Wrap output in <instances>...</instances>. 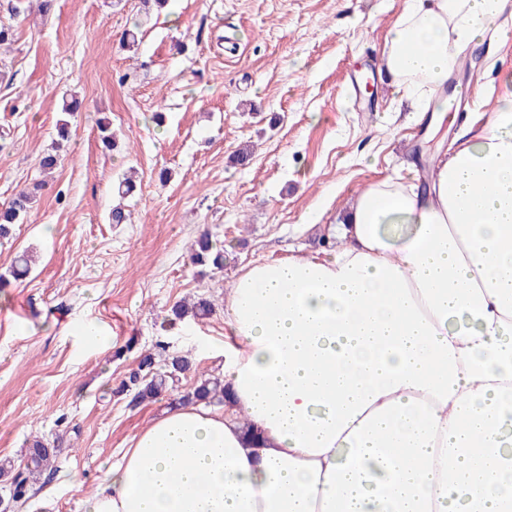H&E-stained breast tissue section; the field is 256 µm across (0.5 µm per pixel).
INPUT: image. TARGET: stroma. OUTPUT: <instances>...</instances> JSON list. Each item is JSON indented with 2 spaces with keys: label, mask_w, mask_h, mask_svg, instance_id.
Segmentation results:
<instances>
[{
  "label": "stroma",
  "mask_w": 512,
  "mask_h": 512,
  "mask_svg": "<svg viewBox=\"0 0 512 512\" xmlns=\"http://www.w3.org/2000/svg\"><path fill=\"white\" fill-rule=\"evenodd\" d=\"M7 4L0 22L16 38L0 48V205L32 180L47 186L0 238V272L20 251L36 260L0 290V457L20 459L32 436L63 435L55 474L21 512H86L131 438L174 400L119 394L140 355L189 354L183 389L221 375L235 276L258 259L325 250L326 227L354 194L409 176V163L447 150L457 129L428 135L380 67L403 0H170L152 14L141 0H56L49 14L17 17ZM146 14L138 50L123 48V32ZM364 74L372 112L348 95ZM511 74L512 42L482 46L458 74L474 88L469 111H492ZM70 93L82 107L46 175L39 159ZM103 118L116 135L108 154L97 146ZM130 169L140 181L130 219L109 223L112 184ZM205 232L225 260L203 275L190 246ZM201 298L207 318L172 321L175 305ZM87 321L110 346L79 347Z\"/></svg>",
  "instance_id": "1"
}]
</instances>
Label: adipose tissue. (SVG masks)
<instances>
[{"instance_id": "1", "label": "adipose tissue", "mask_w": 512, "mask_h": 512, "mask_svg": "<svg viewBox=\"0 0 512 512\" xmlns=\"http://www.w3.org/2000/svg\"><path fill=\"white\" fill-rule=\"evenodd\" d=\"M512 0H404L381 66L442 124L462 48ZM432 160L350 203L327 254L224 298L229 403L134 436L87 512H512V81Z\"/></svg>"}]
</instances>
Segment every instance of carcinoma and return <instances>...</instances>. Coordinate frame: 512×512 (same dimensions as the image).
Listing matches in <instances>:
<instances>
[{
	"label": "carcinoma",
	"mask_w": 512,
	"mask_h": 512,
	"mask_svg": "<svg viewBox=\"0 0 512 512\" xmlns=\"http://www.w3.org/2000/svg\"><path fill=\"white\" fill-rule=\"evenodd\" d=\"M79 107L76 98L63 99L61 105V118L57 120V140L40 159L43 169H52L58 161V151L63 142L70 137V122L68 116ZM43 183L35 181L19 193L6 205L0 207V237L10 235L12 227L23 219L31 210L36 199L41 195ZM191 258L193 263L202 270L224 269V246L213 240L207 234L200 235L191 246ZM31 272V259L28 254L18 255L10 269L0 274V288H7L13 282L24 280ZM211 312L210 304L201 299L192 305L180 304L173 310L174 316L181 319L189 314L195 318H204ZM191 367V361L184 354H175L158 364L150 356H144L136 371L131 373L128 382L125 383L127 391L133 393V400L141 403L152 401L159 396L178 389L181 375ZM224 380L219 376H202L195 386L180 394V399L185 404L206 402L208 404L224 403ZM59 446L47 440L34 436L27 442L24 454V462L16 464L10 457L0 458V476L10 480V500L23 504L27 500V494L34 485L40 482L42 477L53 472Z\"/></svg>",
	"instance_id": "obj_1"
}]
</instances>
